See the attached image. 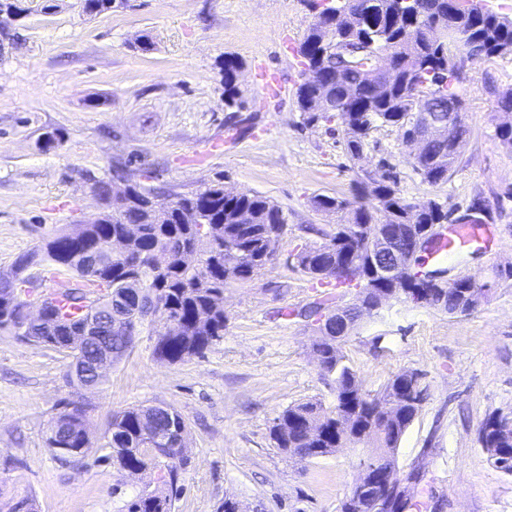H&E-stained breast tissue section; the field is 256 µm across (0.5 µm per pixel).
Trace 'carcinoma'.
Wrapping results in <instances>:
<instances>
[{
  "mask_svg": "<svg viewBox=\"0 0 512 512\" xmlns=\"http://www.w3.org/2000/svg\"><path fill=\"white\" fill-rule=\"evenodd\" d=\"M318 19L311 21L297 48L302 61L316 63L322 41L333 32L353 48L355 65L336 78V66L320 77L319 85L297 92V109L306 110L305 96L321 91L331 97L336 111L326 115L336 121V136L352 164L370 148L372 133L391 127L401 144L408 148L413 171L429 186L445 183L457 167L459 153L453 143L431 141L409 148L407 134L414 120L415 100L411 90L435 94L443 106L454 99L463 103L461 85L464 62L473 59L470 47L481 51L480 59L492 60L512 54V19L485 7L480 0H336V5L319 4ZM83 12L100 15L112 11L111 0H82ZM375 42L378 51L391 50L395 75L380 94L365 86L368 57L363 45ZM239 63L224 58V94L236 97L235 71ZM400 173L381 187V200L387 212L386 223L405 224L413 202L400 189ZM102 209L92 224L77 232H62L37 249L19 256L14 270L22 272L32 264L50 271H65L76 279L77 287L59 289L57 296L44 300L47 322L76 327L93 316L102 324L101 335L78 348L64 333L50 332L36 325L21 336L15 325L0 320V334L50 347L76 360L90 375L94 363L103 355L120 361L133 347V337L125 333L132 315L143 310L151 320L141 326L155 335L153 354L161 362L176 364L203 356L223 340L227 316L224 288L232 283L251 281L272 264L265 258L269 233L287 230L283 210L270 200L243 191L224 194V184L213 181L204 188L179 197L170 209L150 204L151 191L138 183L129 186L128 205L112 203L111 183L103 179L92 184ZM317 210L336 217L335 233L323 242L295 255L297 267L320 285L356 288L366 293L370 284L355 280L343 268L365 265L369 242L378 227V207L361 191V179L354 182L353 199L318 195ZM139 226V235L129 240L123 253L110 246L114 236L123 234L125 225ZM197 253L208 268L202 275L184 267L181 253ZM25 281L0 278V300L21 298ZM325 297L299 311L280 309L277 316H300L313 320L329 305ZM346 319L328 320L317 328L314 343L320 354L322 374L335 394L331 408L308 401L284 409L271 428L273 442L282 453L302 459L307 454L319 459L339 448L360 447L385 471L393 474L392 492L403 512L419 505L408 493L407 484L419 481L415 472H401L397 462L398 445L415 420L420 407L407 402V391L420 379V373L406 370L391 378L382 392L373 394L363 387L357 371L343 353V345L357 324L371 313L350 303ZM427 307L448 314H466L476 305L465 300L460 289L432 288ZM65 400L53 417L47 446L66 457L63 447L90 448L86 413L68 410ZM504 416L489 415L478 430V442L492 448L488 459L500 471L512 475V456L499 454L512 448V426L504 427ZM147 425L173 433L185 425L181 414L171 406L131 407L112 415L103 447L110 449L104 459L122 470L126 467L152 470L159 465L170 481H175L184 446L150 445L140 435ZM172 501L159 493H141L127 503V512H171Z\"/></svg>",
  "mask_w": 512,
  "mask_h": 512,
  "instance_id": "cac0c4a2",
  "label": "carcinoma"
}]
</instances>
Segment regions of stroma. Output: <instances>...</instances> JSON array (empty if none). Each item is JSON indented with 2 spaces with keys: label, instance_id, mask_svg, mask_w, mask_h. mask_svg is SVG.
Segmentation results:
<instances>
[{
  "label": "stroma",
  "instance_id": "35a3bbf8",
  "mask_svg": "<svg viewBox=\"0 0 512 512\" xmlns=\"http://www.w3.org/2000/svg\"><path fill=\"white\" fill-rule=\"evenodd\" d=\"M8 20L17 44L0 49V273L56 234L96 220V178L114 189L135 180L161 200L219 179L279 205L287 233L276 260L256 279L224 290V338L204 357L156 360L141 333L103 384L88 395L93 447L79 462L59 459L47 432L61 401L69 359L0 335V512L20 502L34 512H126L159 471L130 476L102 458L114 412L167 405L187 422L171 512H339L357 474L359 451L298 461L269 431L288 406L334 395L313 357L315 332L278 309L319 294L295 254L320 244L334 219L313 206L319 194L352 197L356 173L331 123H305L295 105L301 80L296 49L312 13L306 0H128L86 15L81 0H20ZM239 63L237 96L224 102L218 63ZM279 80L282 89L265 90ZM512 89V55L465 67L469 133L448 182L420 181L397 133L374 131L366 163L386 157L413 202L446 201L462 223L487 228L489 244L448 258L449 276L492 283L468 314L450 315L393 299L363 320L343 347L363 386L379 391L405 370L422 375L426 399L403 435L398 464L418 471L410 493L424 512H512V476L491 465L478 429L512 411V145L497 134L512 115L495 91ZM58 136L44 151L45 134Z\"/></svg>",
  "mask_w": 512,
  "mask_h": 512
}]
</instances>
